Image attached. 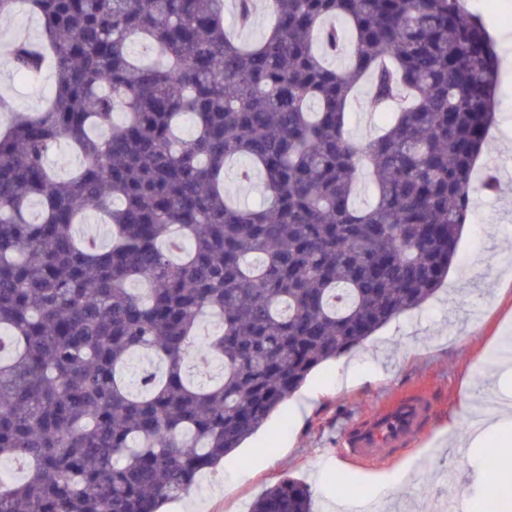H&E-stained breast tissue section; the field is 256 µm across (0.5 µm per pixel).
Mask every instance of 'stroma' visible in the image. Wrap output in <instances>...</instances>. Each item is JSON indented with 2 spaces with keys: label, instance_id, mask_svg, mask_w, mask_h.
<instances>
[{
  "label": "stroma",
  "instance_id": "stroma-1",
  "mask_svg": "<svg viewBox=\"0 0 512 512\" xmlns=\"http://www.w3.org/2000/svg\"><path fill=\"white\" fill-rule=\"evenodd\" d=\"M485 24L498 52L512 53V0H466ZM22 112L44 106L42 90L0 64V96ZM498 122L489 131L494 149L477 163L512 169V77L496 91ZM354 138L374 136L383 121L368 108L360 85L348 109ZM512 351V179L496 193H478L472 218L458 244L447 279L420 310L407 312L377 331L365 348L328 361L220 466L203 474L165 512H249L254 500L281 476L309 485L314 512H336L337 500L362 507L386 501L393 512H412L437 499L465 498L466 512H484L489 484L483 451L512 448V431L488 435L471 447L468 417L487 389L512 402V367L499 364ZM424 387L435 401L430 445L401 449L389 462L360 464L337 458L346 425L369 418L396 394ZM344 476L349 490L337 496Z\"/></svg>",
  "mask_w": 512,
  "mask_h": 512
}]
</instances>
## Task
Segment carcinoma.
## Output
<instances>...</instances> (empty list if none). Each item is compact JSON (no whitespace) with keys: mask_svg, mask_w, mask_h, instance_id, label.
Listing matches in <instances>:
<instances>
[{"mask_svg":"<svg viewBox=\"0 0 512 512\" xmlns=\"http://www.w3.org/2000/svg\"><path fill=\"white\" fill-rule=\"evenodd\" d=\"M18 1L41 35L0 49L54 85L34 114L0 98V457L25 469L0 480V512H160L448 277L474 192L498 189L472 179L497 54L463 0H265L247 43L225 0H0V16ZM235 7L251 27L253 0ZM365 81L393 119L358 141ZM63 148L82 157L65 178L48 164ZM233 158L263 205L224 193ZM92 211L108 246L76 238ZM141 353L164 370L133 385ZM213 355L219 378L188 375ZM505 452L485 449L496 484ZM251 512H313L312 492L288 476Z\"/></svg>","mask_w":512,"mask_h":512,"instance_id":"1","label":"carcinoma"}]
</instances>
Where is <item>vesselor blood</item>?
I'll use <instances>...</instances> for the list:
<instances>
[{"mask_svg": "<svg viewBox=\"0 0 512 512\" xmlns=\"http://www.w3.org/2000/svg\"><path fill=\"white\" fill-rule=\"evenodd\" d=\"M433 403L423 389L397 395L369 422L350 425L339 441L338 455L348 462L392 456L395 449L418 443L428 433Z\"/></svg>", "mask_w": 512, "mask_h": 512, "instance_id": "1", "label": "vessel or blood"}]
</instances>
